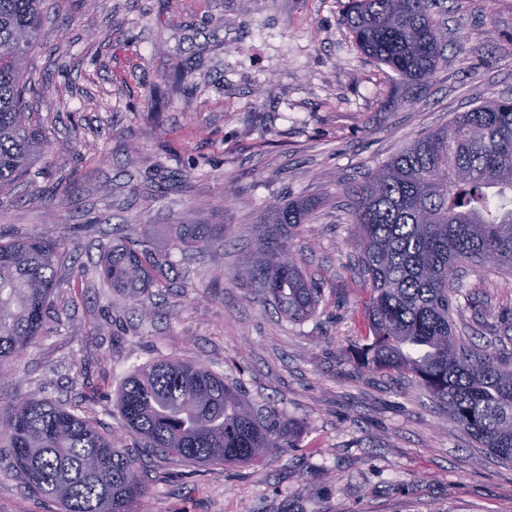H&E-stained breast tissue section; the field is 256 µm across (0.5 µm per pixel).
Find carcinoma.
Returning a JSON list of instances; mask_svg holds the SVG:
<instances>
[{"mask_svg":"<svg viewBox=\"0 0 512 512\" xmlns=\"http://www.w3.org/2000/svg\"><path fill=\"white\" fill-rule=\"evenodd\" d=\"M44 0H0V189L44 153L47 142L24 100ZM346 22L365 54L401 79L427 82L445 60L448 34L429 0H349ZM512 100L460 112L401 149L349 190L352 244L367 296L366 333L353 362L397 374L422 387L480 448L512 464V353L479 347L460 334L454 313L469 301L458 280L467 267L512 276ZM316 200L272 208L262 259L246 280L288 319L313 314L321 292L291 247L295 230L313 219ZM222 224H178L176 246L198 251L224 237ZM69 238L0 235V367L36 343L61 287L57 268L74 251ZM100 276L135 299L163 286L167 270L147 248L117 243ZM114 409L137 447L182 462L258 463L276 448H299L303 425L275 412L261 415L224 377L179 359L138 366L122 382ZM0 447L24 487L57 512H137L148 492L136 460L112 433L62 405L22 399Z\"/></svg>","mask_w":512,"mask_h":512,"instance_id":"carcinoma-1","label":"carcinoma"}]
</instances>
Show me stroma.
I'll return each mask as SVG.
<instances>
[{
	"label": "stroma",
	"mask_w": 512,
	"mask_h": 512,
	"mask_svg": "<svg viewBox=\"0 0 512 512\" xmlns=\"http://www.w3.org/2000/svg\"><path fill=\"white\" fill-rule=\"evenodd\" d=\"M348 0H45L26 98L42 159L0 191V233L78 247L41 340L0 369V425L36 397L78 408L149 479L138 512H512V466L396 376L360 371L359 266L346 189L453 114L512 97V0H438L446 63L402 83L357 48ZM189 80L174 84L176 73ZM164 90L157 101L156 90ZM74 184L65 200L58 185ZM319 206L292 240L322 290L294 323L234 278L259 256L272 206ZM177 224H222L201 253ZM145 242L166 287L103 286L113 239ZM456 318L478 345L512 331V277L462 272ZM177 357L222 374L261 413L303 423V445L253 465H194L132 447L113 402L135 367ZM0 459V512H49Z\"/></svg>",
	"instance_id": "35a3bbf8"
}]
</instances>
